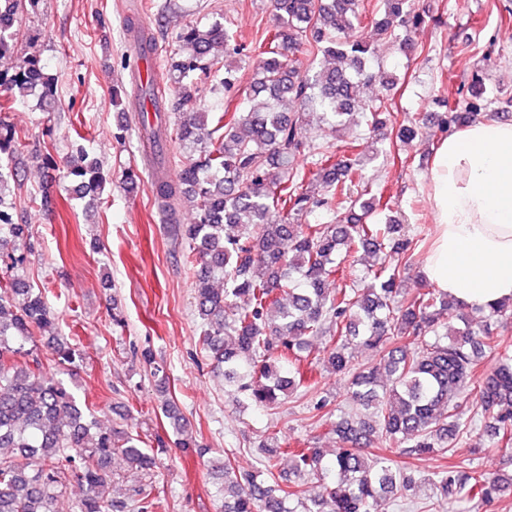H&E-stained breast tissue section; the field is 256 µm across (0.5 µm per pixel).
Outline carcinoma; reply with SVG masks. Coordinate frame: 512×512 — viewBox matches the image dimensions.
I'll return each instance as SVG.
<instances>
[{
	"mask_svg": "<svg viewBox=\"0 0 512 512\" xmlns=\"http://www.w3.org/2000/svg\"><path fill=\"white\" fill-rule=\"evenodd\" d=\"M360 0H272L274 24L248 51L258 57L256 76L241 87L237 71L224 68L227 94L243 96L232 112L219 110L213 129L209 112L192 108L198 80L218 72L217 47L237 54L234 31L224 18L186 24L175 35L169 65L158 78L139 81L140 124L154 167L151 192L174 236L188 244L186 262L199 266L194 293L202 345L224 385L240 401L259 408L280 403L300 388L314 392L301 362L338 373L350 371L351 350H373L378 359L352 374L350 394L368 414H347L331 424L339 447L327 455L315 446L290 448L277 434L260 448L261 470L240 474L226 462L218 469L224 512H375L378 501L407 492L414 480L395 457H445L452 444L477 420L489 443L512 445V344L501 338L512 318V300L487 309L469 307L436 289L403 294L416 243L401 234L392 216L367 223L389 209L364 185L368 158L350 153L336 158L338 146L308 141L304 124L328 126L335 133L363 124L389 132L388 149L418 136L413 122L399 121L387 98L364 101L371 85L370 52L356 34ZM40 0H0V88L10 97L38 95L43 111L56 102L54 79L35 55H14L20 13ZM375 21L379 35H392L424 22L414 0H382ZM322 56L324 66L309 75L292 55L302 47ZM182 111L178 123L165 113L166 95ZM434 116L446 132L489 108L484 79L475 78L461 100H436ZM182 145L181 156L166 158L161 138ZM77 134L71 140L68 174L77 194L96 193L106 184L102 165ZM22 139L0 121V260L11 274L0 286V512H55L65 483L83 495L72 512H157L149 483L132 488L130 501L105 496L112 483V458L121 455L148 475L158 456L127 429L104 430L91 408L77 400L54 367L73 365L76 351L61 335L48 337L52 363L32 346L35 334L56 317L47 289H34L14 270L24 257L16 243L29 237V225L16 219L9 199L16 176L12 160ZM313 159L316 170L304 166ZM175 167V178L166 175ZM195 222L180 223L184 204ZM318 213L329 220L304 224ZM371 263L359 287L347 281L343 263L359 252ZM221 281L224 288L214 287ZM336 287L329 288L327 284ZM325 336L328 347L306 355L309 338ZM379 454L365 449L374 441ZM288 458V469L281 468ZM313 478L319 492L303 497ZM440 499L486 503L503 493L506 481L476 468L452 464L434 473Z\"/></svg>",
	"mask_w": 512,
	"mask_h": 512,
	"instance_id": "obj_1",
	"label": "carcinoma"
}]
</instances>
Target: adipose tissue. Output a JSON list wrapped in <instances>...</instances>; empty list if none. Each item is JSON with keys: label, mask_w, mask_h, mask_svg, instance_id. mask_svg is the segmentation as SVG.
<instances>
[{"label": "adipose tissue", "mask_w": 512, "mask_h": 512, "mask_svg": "<svg viewBox=\"0 0 512 512\" xmlns=\"http://www.w3.org/2000/svg\"><path fill=\"white\" fill-rule=\"evenodd\" d=\"M429 202L427 280L471 307L512 298V123L481 119L443 138Z\"/></svg>", "instance_id": "ef3b65f1"}]
</instances>
